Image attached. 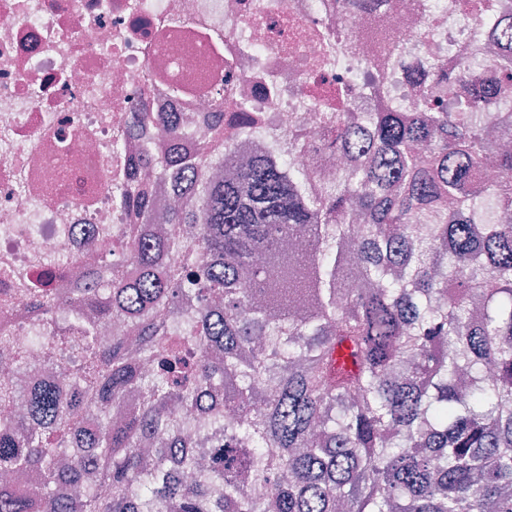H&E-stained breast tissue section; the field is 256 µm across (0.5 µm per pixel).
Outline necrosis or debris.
<instances>
[{"label":"necrosis or debris","mask_w":512,"mask_h":512,"mask_svg":"<svg viewBox=\"0 0 512 512\" xmlns=\"http://www.w3.org/2000/svg\"><path fill=\"white\" fill-rule=\"evenodd\" d=\"M384 13L352 10L345 40H316L308 28L335 20L337 0H0V331L27 337L39 314L16 297V276L37 283L61 272L70 296L84 263L126 256L132 215L116 197L133 170L152 173L166 154L170 120L192 128L187 153L215 123L246 112L267 148L288 149V131L333 108L311 87L352 88L349 109L377 112L415 91L382 77L378 40L436 82L500 52L512 8L490 0L489 18L425 0H395ZM210 400L179 412L181 443L208 460Z\"/></svg>","instance_id":"obj_1"}]
</instances>
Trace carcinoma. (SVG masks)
Masks as SVG:
<instances>
[{
  "mask_svg": "<svg viewBox=\"0 0 512 512\" xmlns=\"http://www.w3.org/2000/svg\"><path fill=\"white\" fill-rule=\"evenodd\" d=\"M416 89L382 112H317L322 147L355 163L322 181L298 158L263 148L245 164L235 136L211 132L163 236L146 182L123 188L141 219L130 228L139 274L90 272L74 289L77 344L0 333L19 366L78 349L67 383L46 376L20 419L0 418V470L23 471L36 493L0 485V512H74L64 488L88 474L82 512H512V53L458 78L448 111L440 84L385 52ZM497 179H477L486 165ZM181 253L176 265L165 250ZM18 280L33 309L59 306L48 288ZM208 297L189 335L177 323ZM123 317L133 337L96 338ZM195 347L191 354L189 347ZM265 409H254L267 387ZM138 389L140 408L116 425L112 404ZM235 418L212 468L191 482L194 455L174 416L201 392ZM18 386L0 376V413Z\"/></svg>",
  "mask_w": 512,
  "mask_h": 512,
  "instance_id": "cac0c4a2",
  "label": "carcinoma"
}]
</instances>
